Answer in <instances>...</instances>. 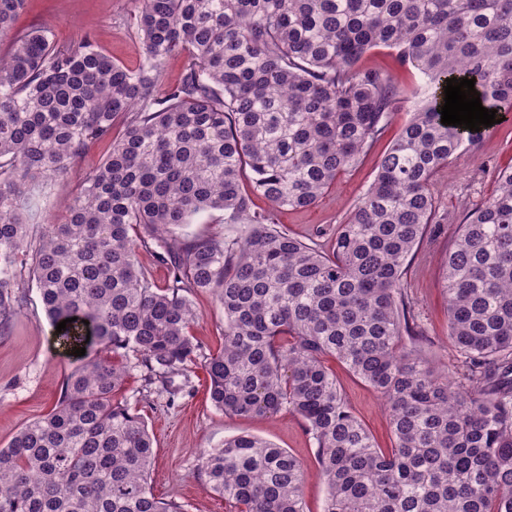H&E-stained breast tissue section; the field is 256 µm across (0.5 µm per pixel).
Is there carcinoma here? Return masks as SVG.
Masks as SVG:
<instances>
[{
  "label": "carcinoma",
  "instance_id": "obj_1",
  "mask_svg": "<svg viewBox=\"0 0 512 512\" xmlns=\"http://www.w3.org/2000/svg\"><path fill=\"white\" fill-rule=\"evenodd\" d=\"M26 2L0 0V325L22 306L27 260L52 326L73 319L54 343L76 365L51 412L0 448V512H183L150 491L153 439L118 395L131 357L146 393L175 394L170 375L201 349L198 292L224 314L203 362L212 406L298 415L324 512H512V167L448 248L442 372L403 281L441 221L434 178L490 131L441 124L447 80L474 78L483 107L512 109V0H137L135 70L88 38L13 30ZM382 46L427 93L326 251L274 212L313 206L384 133L393 79L358 66ZM178 52L186 73L163 89ZM105 139L65 221L30 223L34 188ZM212 210L235 236L185 233ZM144 252L168 265L166 287ZM329 356L380 394L391 447L353 413ZM200 472L237 512H306L300 461L249 432L204 450Z\"/></svg>",
  "mask_w": 512,
  "mask_h": 512
}]
</instances>
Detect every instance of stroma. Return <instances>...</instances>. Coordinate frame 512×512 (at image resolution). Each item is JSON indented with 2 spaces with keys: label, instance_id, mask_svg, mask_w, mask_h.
I'll return each instance as SVG.
<instances>
[{
  "label": "stroma",
  "instance_id": "35a3bbf8",
  "mask_svg": "<svg viewBox=\"0 0 512 512\" xmlns=\"http://www.w3.org/2000/svg\"><path fill=\"white\" fill-rule=\"evenodd\" d=\"M136 0H28L15 27L24 30L49 27L52 39L68 46L88 37L105 54L129 69L141 62L135 26ZM362 67L382 69L391 74L397 91V111L385 133L361 162L342 175L313 207L296 211H275V222L290 234L317 239L329 247L338 224L343 223L358 198L368 189L377 165L396 138L401 126L425 93V80L415 69L401 66L395 50L378 47L360 61ZM109 145L91 144L67 175L35 192L30 213L34 224L47 219L63 221L72 203L77 184L84 174L106 157ZM512 166V121L497 124L475 147L460 153L437 175L434 190L443 223L428 236L412 259L404 284L415 303L418 322L431 340L434 361L446 368L452 355L448 339L447 306L443 293L442 263L452 244L458 224L465 221L466 206L489 196L501 168ZM192 301L199 313L193 334L203 353L217 351L222 342L224 316L211 293H197ZM52 327L36 289L26 291L23 307L8 327L0 332V446L25 423L49 412L59 399L73 364L57 355L50 345ZM350 407L374 436L380 447L392 440L378 393L354 377L335 359H327ZM181 392L175 400L166 396L140 395L139 369H131L122 399L135 404L154 438L155 455L148 479L159 499L179 502L185 512H228L223 500L198 474L200 453L216 448L225 438L243 431L283 448L303 465L307 480L303 497L308 512H322L326 488L318 476L315 447L302 420L288 411L270 417H229L217 411L207 393L206 373L193 365L189 377H175Z\"/></svg>",
  "mask_w": 512,
  "mask_h": 512
}]
</instances>
